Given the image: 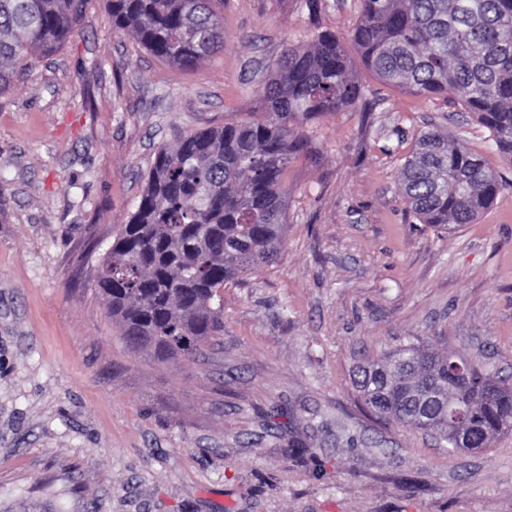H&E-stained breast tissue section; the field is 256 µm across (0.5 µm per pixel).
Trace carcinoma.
I'll list each match as a JSON object with an SVG mask.
<instances>
[{
    "instance_id": "1",
    "label": "carcinoma",
    "mask_w": 512,
    "mask_h": 512,
    "mask_svg": "<svg viewBox=\"0 0 512 512\" xmlns=\"http://www.w3.org/2000/svg\"><path fill=\"white\" fill-rule=\"evenodd\" d=\"M159 60L191 70L224 47V0H105ZM91 0H0V96L39 55L87 25ZM352 35L366 68L415 94L450 91L512 165V0H361ZM332 33L285 46L262 89L266 117L192 131L158 150L136 210L96 275L124 347L167 362L196 358L223 324L224 284L279 260L288 224L283 179L308 149L302 126L362 97ZM409 212L441 231L474 224L502 177L461 138L419 133L399 175ZM353 384L377 415L453 450L491 447L512 429V387L467 357L402 344Z\"/></svg>"
}]
</instances>
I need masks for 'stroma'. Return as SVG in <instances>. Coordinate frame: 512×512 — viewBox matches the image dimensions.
I'll list each match as a JSON object with an SVG mask.
<instances>
[{"instance_id":"stroma-1","label":"stroma","mask_w":512,"mask_h":512,"mask_svg":"<svg viewBox=\"0 0 512 512\" xmlns=\"http://www.w3.org/2000/svg\"><path fill=\"white\" fill-rule=\"evenodd\" d=\"M224 48L183 71L104 0L0 98V506L8 512H512V431L449 454L374 415L357 365L413 342L512 380V168L453 94L379 81L306 125L278 265L224 287L197 360L123 346L95 288L161 145L262 116L284 46L350 42L360 0H224ZM435 127L505 185L475 224L410 213L398 175ZM303 441L294 457L288 442Z\"/></svg>"}]
</instances>
